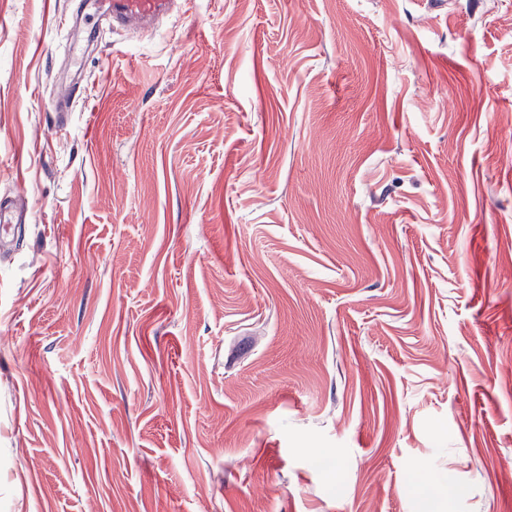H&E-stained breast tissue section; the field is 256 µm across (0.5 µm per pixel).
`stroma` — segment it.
Returning <instances> with one entry per match:
<instances>
[{
    "instance_id": "obj_1",
    "label": "stroma",
    "mask_w": 512,
    "mask_h": 512,
    "mask_svg": "<svg viewBox=\"0 0 512 512\" xmlns=\"http://www.w3.org/2000/svg\"><path fill=\"white\" fill-rule=\"evenodd\" d=\"M0 0V512H512V0ZM94 14L83 16V23L92 28L103 19L112 17V26L144 28L170 14L177 0H95ZM27 214L9 197L0 198V252L4 254L16 246L24 233Z\"/></svg>"
}]
</instances>
